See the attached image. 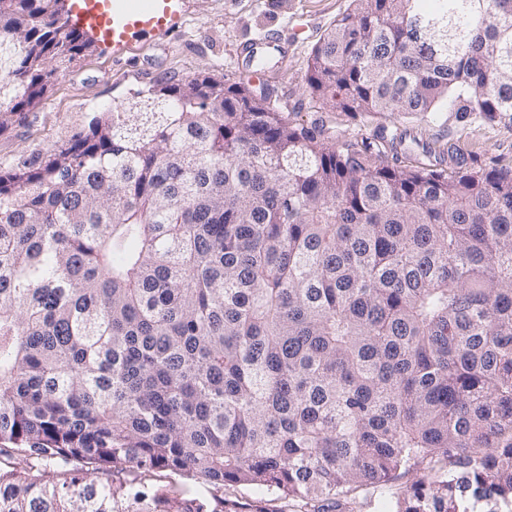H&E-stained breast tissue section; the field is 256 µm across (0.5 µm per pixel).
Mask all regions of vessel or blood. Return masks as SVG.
I'll list each match as a JSON object with an SVG mask.
<instances>
[{
	"label": "vessel or blood",
	"mask_w": 512,
	"mask_h": 512,
	"mask_svg": "<svg viewBox=\"0 0 512 512\" xmlns=\"http://www.w3.org/2000/svg\"><path fill=\"white\" fill-rule=\"evenodd\" d=\"M173 0H80L74 23L109 37L113 45L126 43L138 30L168 27Z\"/></svg>",
	"instance_id": "b4317fda"
}]
</instances>
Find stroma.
<instances>
[{
  "mask_svg": "<svg viewBox=\"0 0 512 512\" xmlns=\"http://www.w3.org/2000/svg\"><path fill=\"white\" fill-rule=\"evenodd\" d=\"M349 4L350 0H176L168 29L137 33L121 48L97 40L93 53L59 70L40 107L0 135V170L36 160L86 129L96 113L121 108L134 91L170 77H246L252 88H274L292 119L310 122L317 112L307 86L308 62L320 37ZM265 33L282 35L283 40L271 53L269 67L255 73L248 59L257 36ZM414 125L427 139L443 129L452 131L464 149L488 165L512 163V123H460L454 113L444 111L415 120ZM112 479L141 480L175 493L199 488L208 497L234 501L239 512H250L263 497L251 485L203 488L195 480L163 471L142 479L124 470L113 473ZM411 481V475L401 474L376 491H359L347 512H392Z\"/></svg>",
  "mask_w": 512,
  "mask_h": 512,
  "instance_id": "obj_1",
  "label": "stroma"
}]
</instances>
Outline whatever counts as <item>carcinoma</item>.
I'll return each instance as SVG.
<instances>
[{
	"instance_id": "carcinoma-1",
	"label": "carcinoma",
	"mask_w": 512,
	"mask_h": 512,
	"mask_svg": "<svg viewBox=\"0 0 512 512\" xmlns=\"http://www.w3.org/2000/svg\"><path fill=\"white\" fill-rule=\"evenodd\" d=\"M94 50L65 0H0V134ZM307 86L511 122L512 0H351ZM126 469L254 485L255 512L402 470L394 512H512V168L201 75L0 171V512H236Z\"/></svg>"
}]
</instances>
